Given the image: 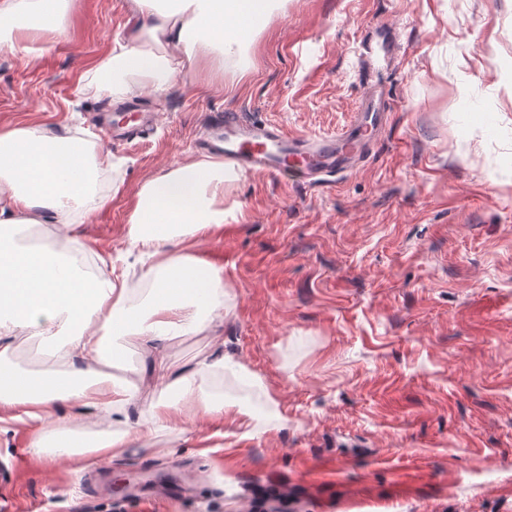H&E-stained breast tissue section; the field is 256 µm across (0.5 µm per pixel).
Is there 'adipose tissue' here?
<instances>
[{"label": "adipose tissue", "mask_w": 512, "mask_h": 512, "mask_svg": "<svg viewBox=\"0 0 512 512\" xmlns=\"http://www.w3.org/2000/svg\"><path fill=\"white\" fill-rule=\"evenodd\" d=\"M278 0H128L132 23L121 52L98 65L85 82V94L121 98L131 84L164 95L173 74L195 75L206 64H237L246 42L234 28L255 30ZM70 0H0V43L13 47L33 35H63ZM171 47L179 60L162 55ZM111 153L76 137L70 129L49 134L23 123L0 127V345L18 332L47 339L56 323L71 333L55 349L63 371L37 376L17 370L0 358V408L14 411L29 432L33 457L65 456L75 472L95 464L98 456H121L133 443L130 409L140 424L175 426L179 404L193 403L214 415L224 411L206 386L211 374L229 370L248 376V368L223 352L197 362L169 384L177 401L145 400L140 393L103 371L113 351L109 336L144 337L153 362L163 363L165 342L186 331L213 327V313L224 306V269L184 253L185 244L224 223V184L234 171L222 159L207 157L177 166L143 181L129 212L125 238L143 258L141 279L149 283L145 301L131 302L127 273L102 262L96 272H76L44 238L28 244L17 231L40 224L70 227L109 199L94 193L99 177L112 167ZM96 412L121 422V430L97 442L72 435L64 426L47 429L62 407Z\"/></svg>", "instance_id": "adipose-tissue-1"}]
</instances>
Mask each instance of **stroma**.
<instances>
[{"instance_id": "35a3bbf8", "label": "stroma", "mask_w": 512, "mask_h": 512, "mask_svg": "<svg viewBox=\"0 0 512 512\" xmlns=\"http://www.w3.org/2000/svg\"><path fill=\"white\" fill-rule=\"evenodd\" d=\"M130 25L126 0H73L63 36L0 45V125L79 127L121 166L103 209L74 225L85 271H138L125 239L141 182L193 160L210 114L237 112L308 139L336 136L370 88L386 123L363 163L312 183L239 171L224 224L189 255L224 268L216 334L171 338L165 372L215 353L223 416L183 406L174 431L138 429L121 457L82 475L42 463L18 423H0V512H512V0H286L253 33L245 67L175 77L156 96L85 97L91 69ZM371 48L382 67L360 66ZM160 116L145 140L112 141L97 115ZM122 181L113 194V181ZM110 374L145 397L146 344L112 340ZM21 370L58 368L15 336ZM277 403L250 435L238 402ZM191 497L159 499L157 485Z\"/></svg>"}]
</instances>
